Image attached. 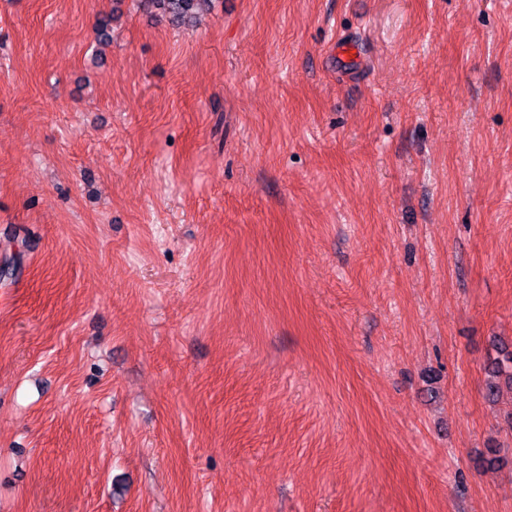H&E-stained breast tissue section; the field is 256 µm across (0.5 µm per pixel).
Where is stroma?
<instances>
[{
  "label": "stroma",
  "instance_id": "stroma-1",
  "mask_svg": "<svg viewBox=\"0 0 512 512\" xmlns=\"http://www.w3.org/2000/svg\"><path fill=\"white\" fill-rule=\"evenodd\" d=\"M17 251L0 512H512V0H0ZM159 10L172 24L190 29L198 6L208 0H140ZM496 356L486 365L485 393L496 401L504 389L512 391V342L500 340L495 345Z\"/></svg>",
  "mask_w": 512,
  "mask_h": 512
}]
</instances>
